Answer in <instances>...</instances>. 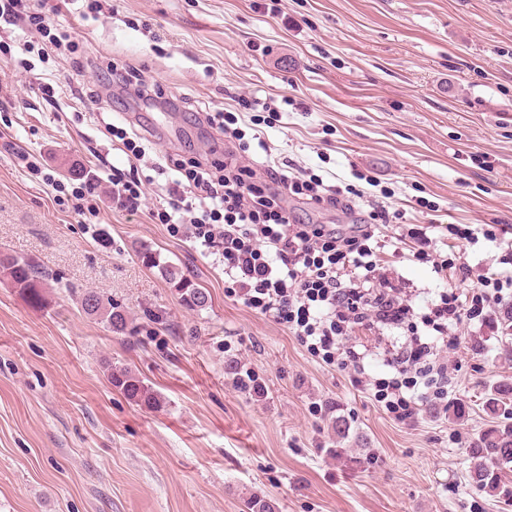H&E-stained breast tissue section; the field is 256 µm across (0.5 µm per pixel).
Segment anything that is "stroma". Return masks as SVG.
I'll return each mask as SVG.
<instances>
[{
    "label": "stroma",
    "instance_id": "1",
    "mask_svg": "<svg viewBox=\"0 0 512 512\" xmlns=\"http://www.w3.org/2000/svg\"><path fill=\"white\" fill-rule=\"evenodd\" d=\"M87 4L69 0L52 18L75 32L79 54L133 65L166 95L223 111L260 135L261 167L363 193L426 228L437 253L456 250L472 275L500 255L481 236L448 248L446 228L512 231V0H116L99 15ZM0 44V250L51 274L42 309L0 279V512H245L253 495L279 512H512L467 479L469 446L503 423L485 398L512 382L511 338L492 324L465 328L449 361L461 419L394 424L346 373L228 295L215 256L150 220L165 200L162 156L220 152L222 141L189 113L120 104L98 72L42 54L24 24L0 26ZM253 98L273 111L246 109ZM114 125L148 132L140 166L153 183L137 215H77L73 198L56 199L17 164V151L40 155L68 187L72 168L126 167ZM286 204L306 224L361 219L302 197ZM382 234L392 282L442 287L413 258L415 240L393 226ZM143 247L181 267L208 306L186 310L142 264ZM85 289L121 304L135 336L86 315ZM236 358L263 395L233 386ZM109 363L139 373L160 406L115 390ZM316 402L334 416L312 415Z\"/></svg>",
    "mask_w": 512,
    "mask_h": 512
}]
</instances>
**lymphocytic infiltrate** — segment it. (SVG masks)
I'll list each match as a JSON object with an SVG mask.
<instances>
[{"label": "lymphocytic infiltrate", "mask_w": 512, "mask_h": 512, "mask_svg": "<svg viewBox=\"0 0 512 512\" xmlns=\"http://www.w3.org/2000/svg\"><path fill=\"white\" fill-rule=\"evenodd\" d=\"M60 10L56 0H0V21L35 29L51 46L69 52L76 71H84L88 63L77 55L73 32L51 29L48 23L49 14ZM108 71L113 84L133 91L144 106L179 108V99L165 97L141 72L114 63ZM112 133L124 141L134 163L112 167L107 199L97 194L94 176H86L72 190L77 213H94L108 203L130 214L145 210L147 178L136 164L144 147L124 128ZM248 150L241 144L220 160L169 158L175 177L168 201L148 212L150 220L183 225L196 248L218 255L234 296L286 327L318 364L347 373L351 386L371 396L394 423L415 427L427 410L437 418L447 416L454 383L448 357L463 343L461 327L487 324L496 308L512 307V244L495 257V271L470 288L468 265L449 257L431 259L425 230L411 229L421 245L417 259L431 261L436 273L449 271L455 277L454 284L436 294L421 295L395 285L380 267L376 230L396 223L397 214L318 179L284 170L260 175ZM288 194L343 211L362 208L366 217L347 233L329 224H305L285 206ZM416 319L421 330L400 339L399 330ZM357 326L385 340L384 376L370 374V350L352 334Z\"/></svg>", "instance_id": "1"}]
</instances>
